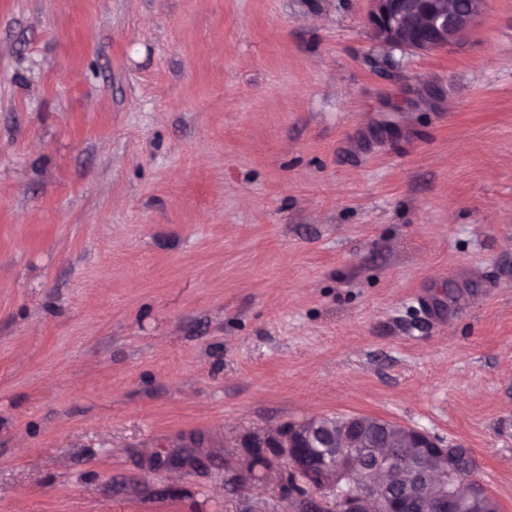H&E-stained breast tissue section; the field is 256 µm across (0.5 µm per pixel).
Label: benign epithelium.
I'll list each match as a JSON object with an SVG mask.
<instances>
[{
  "label": "benign epithelium",
  "mask_w": 512,
  "mask_h": 512,
  "mask_svg": "<svg viewBox=\"0 0 512 512\" xmlns=\"http://www.w3.org/2000/svg\"><path fill=\"white\" fill-rule=\"evenodd\" d=\"M370 25L374 38L395 50L428 53L464 40L482 18L488 0H372ZM403 435L367 444L361 417L339 424L323 416L306 419L285 431L284 457L292 471L312 485L333 493L330 512H462L483 484L472 478L465 462L430 432L398 424ZM416 449L415 457L401 452V441ZM407 470L404 491L382 476ZM356 488L351 496L336 494L340 480ZM440 479L434 494L425 498L424 487Z\"/></svg>",
  "instance_id": "7a95c632"
}]
</instances>
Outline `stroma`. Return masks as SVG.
I'll return each mask as SVG.
<instances>
[{
	"label": "stroma",
	"instance_id": "stroma-1",
	"mask_svg": "<svg viewBox=\"0 0 512 512\" xmlns=\"http://www.w3.org/2000/svg\"><path fill=\"white\" fill-rule=\"evenodd\" d=\"M370 10L0 0V512H303L245 439L355 414L512 512V0ZM374 38L389 49L428 53L464 40L482 18L488 0H372Z\"/></svg>",
	"mask_w": 512,
	"mask_h": 512
}]
</instances>
